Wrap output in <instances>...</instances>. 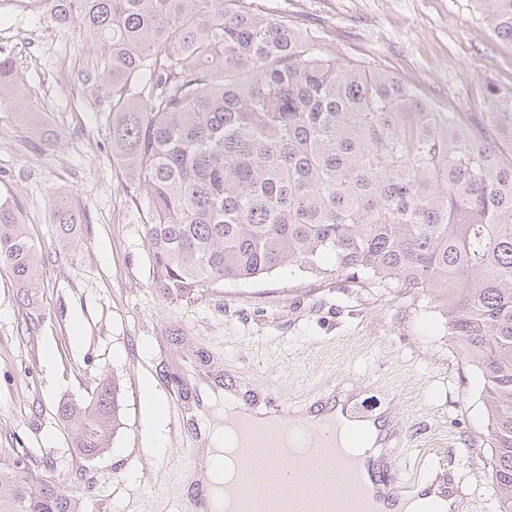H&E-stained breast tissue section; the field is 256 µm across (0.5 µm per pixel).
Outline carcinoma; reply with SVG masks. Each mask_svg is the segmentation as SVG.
I'll return each instance as SVG.
<instances>
[{
  "instance_id": "1",
  "label": "carcinoma",
  "mask_w": 512,
  "mask_h": 512,
  "mask_svg": "<svg viewBox=\"0 0 512 512\" xmlns=\"http://www.w3.org/2000/svg\"><path fill=\"white\" fill-rule=\"evenodd\" d=\"M512 41V0H476ZM97 52L112 157L141 206L154 287L178 300L276 270L426 292L484 378L496 512H512V90L472 122L377 65L326 57L317 36L254 0H54ZM26 104L13 61L0 89ZM72 238L81 213L59 201ZM0 267L37 314L38 250L0 199ZM120 386L57 407L95 459L119 427ZM0 512H83L23 461L0 462Z\"/></svg>"
}]
</instances>
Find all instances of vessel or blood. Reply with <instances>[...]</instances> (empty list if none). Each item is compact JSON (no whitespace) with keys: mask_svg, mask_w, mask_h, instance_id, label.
Wrapping results in <instances>:
<instances>
[{"mask_svg":"<svg viewBox=\"0 0 512 512\" xmlns=\"http://www.w3.org/2000/svg\"><path fill=\"white\" fill-rule=\"evenodd\" d=\"M338 401L330 391L309 405L274 399L263 411L248 408L236 427L241 476L225 486V500H254V512H388L381 499L397 505L421 495L410 463L353 454L362 434L337 412ZM303 411L313 417L306 428L292 422ZM267 447L278 448L279 458L270 460L267 472L252 474L253 458Z\"/></svg>","mask_w":512,"mask_h":512,"instance_id":"obj_1","label":"vessel or blood"}]
</instances>
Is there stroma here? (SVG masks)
Segmentation results:
<instances>
[{
  "mask_svg": "<svg viewBox=\"0 0 512 512\" xmlns=\"http://www.w3.org/2000/svg\"><path fill=\"white\" fill-rule=\"evenodd\" d=\"M318 37L327 57L377 61L453 112H483L484 91L512 89V43L475 0H258ZM0 49L28 92L0 104V198L22 211L41 258L39 322L0 268V462L26 456L33 475L86 512H190V449L198 448L201 383L238 397L320 398L346 389L357 411L406 421L438 476L462 482L461 512H495V456L483 378L460 357L429 296L281 269L227 280L170 301L153 286L140 208L112 157L100 64L78 28L40 7L0 9ZM50 143L34 140L33 122ZM78 206L61 237L52 201ZM119 379L121 424L86 460L56 416L100 374Z\"/></svg>",
  "mask_w": 512,
  "mask_h": 512,
  "instance_id": "1",
  "label": "stroma"
}]
</instances>
